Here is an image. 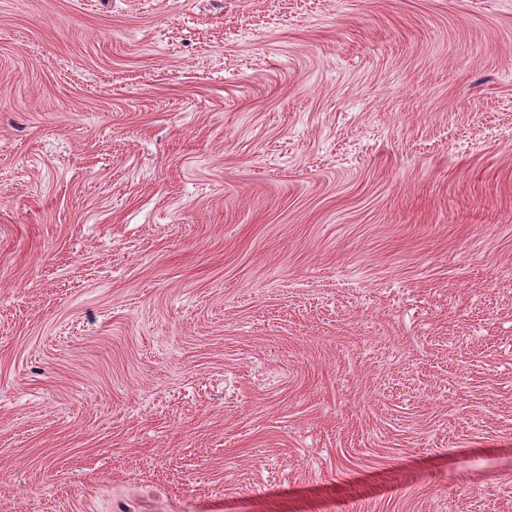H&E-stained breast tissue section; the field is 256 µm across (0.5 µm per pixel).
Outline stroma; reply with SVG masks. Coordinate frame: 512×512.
I'll return each instance as SVG.
<instances>
[{"label": "stroma", "instance_id": "obj_1", "mask_svg": "<svg viewBox=\"0 0 512 512\" xmlns=\"http://www.w3.org/2000/svg\"><path fill=\"white\" fill-rule=\"evenodd\" d=\"M0 512H512V0H0Z\"/></svg>", "mask_w": 512, "mask_h": 512}]
</instances>
